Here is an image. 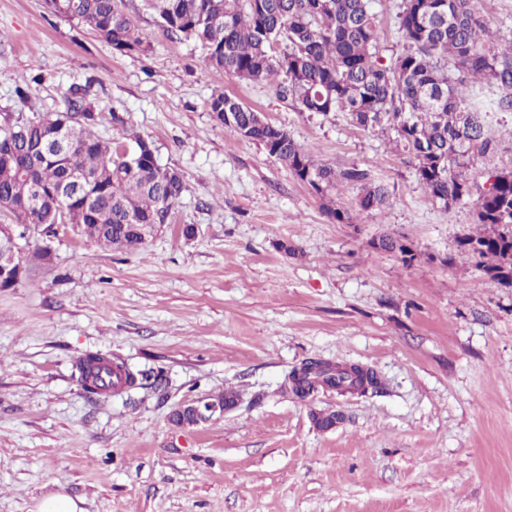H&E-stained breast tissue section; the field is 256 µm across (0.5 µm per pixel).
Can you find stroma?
I'll return each instance as SVG.
<instances>
[{
    "label": "stroma",
    "mask_w": 512,
    "mask_h": 512,
    "mask_svg": "<svg viewBox=\"0 0 512 512\" xmlns=\"http://www.w3.org/2000/svg\"><path fill=\"white\" fill-rule=\"evenodd\" d=\"M400 5H373L387 63L406 49ZM126 8L145 53L113 50L45 0H0V113L18 110L20 88L56 112L89 85L186 186L133 251L27 227V273L0 288V512H33L54 493L82 512H512V288L458 246L477 230L489 175L512 169V111L483 113L497 149L475 159L471 198L447 209L389 134L212 71L148 0ZM218 89L315 160L369 170L388 205L362 210L345 184L336 203L351 221L330 220L261 144L213 120ZM383 234L414 259L374 248ZM43 245L45 265L31 259ZM88 350L165 383L88 399L73 376ZM309 358L372 368L383 387L299 399L288 374ZM227 390L237 406L223 417L171 422L182 403ZM333 410L344 420L318 429L314 414Z\"/></svg>",
    "instance_id": "1"
}]
</instances>
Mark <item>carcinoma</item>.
<instances>
[{"instance_id": "obj_1", "label": "carcinoma", "mask_w": 512, "mask_h": 512, "mask_svg": "<svg viewBox=\"0 0 512 512\" xmlns=\"http://www.w3.org/2000/svg\"><path fill=\"white\" fill-rule=\"evenodd\" d=\"M164 30L192 40L209 66L246 81H266L303 112H345L353 125L394 132L403 154L413 159L429 195L444 207L470 196L468 170L496 144L467 97L463 73L496 84L500 109L512 110V44L494 42L477 0H402L399 31L407 49L386 65L377 56L373 0H152ZM51 12L89 26L114 50L147 51L124 0H47ZM212 118L232 135L256 141L317 196L331 219L350 222L336 207V184L360 189L361 209L381 210L385 185L356 165L336 169L316 162L284 128L220 91L211 95ZM109 114L117 135L95 133ZM0 208L18 224L78 225V235L113 251L146 243L144 224L169 220L185 191L181 175L161 167L153 142L131 135L123 115L89 99L73 86L62 112H34L0 126ZM82 178L80 191L58 216L59 190L69 175ZM475 223L483 230L466 236L461 251L504 285H512V171L493 175L475 202ZM374 246L402 258L409 246L391 235ZM305 376L291 371L292 392L307 398L321 388L378 390L381 379L363 366L349 371L318 359L304 361ZM77 382L95 399L120 385L132 388L163 376L133 372L101 352L78 358Z\"/></svg>"}]
</instances>
